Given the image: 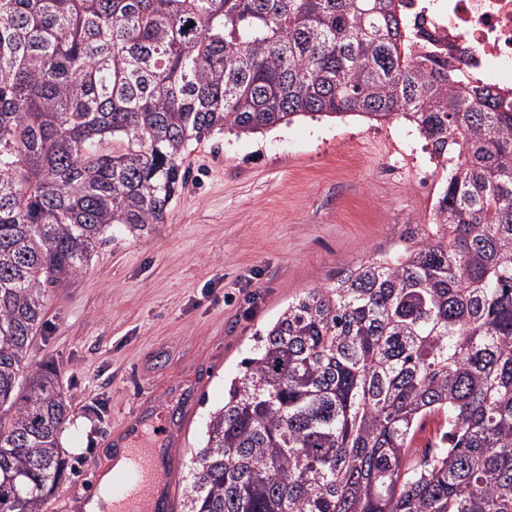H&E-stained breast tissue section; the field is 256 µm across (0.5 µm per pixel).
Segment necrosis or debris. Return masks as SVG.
Instances as JSON below:
<instances>
[{
    "mask_svg": "<svg viewBox=\"0 0 512 512\" xmlns=\"http://www.w3.org/2000/svg\"><path fill=\"white\" fill-rule=\"evenodd\" d=\"M408 25L429 46L462 51L465 72L512 102V0H411Z\"/></svg>",
    "mask_w": 512,
    "mask_h": 512,
    "instance_id": "obj_1",
    "label": "necrosis or debris"
}]
</instances>
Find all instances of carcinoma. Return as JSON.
I'll use <instances>...</instances> for the list:
<instances>
[{
  "mask_svg": "<svg viewBox=\"0 0 512 512\" xmlns=\"http://www.w3.org/2000/svg\"><path fill=\"white\" fill-rule=\"evenodd\" d=\"M407 6L0 0V512L68 467L69 403L27 364L46 289L165 223L192 143L309 114L413 124L447 172L432 223L254 336L184 512H512V106L416 52Z\"/></svg>",
  "mask_w": 512,
  "mask_h": 512,
  "instance_id": "1",
  "label": "carcinoma"
}]
</instances>
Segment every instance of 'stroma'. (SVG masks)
Listing matches in <instances>:
<instances>
[{
    "mask_svg": "<svg viewBox=\"0 0 512 512\" xmlns=\"http://www.w3.org/2000/svg\"><path fill=\"white\" fill-rule=\"evenodd\" d=\"M188 178L157 232L115 229L82 272L48 289L28 361L60 373L71 407L62 491L88 497L112 466L113 430L140 408L162 429L190 413L191 451L252 338L306 290L395 248L431 221L442 170L407 121L302 117L192 144Z\"/></svg>",
    "mask_w": 512,
    "mask_h": 512,
    "instance_id": "35a3bbf8",
    "label": "stroma"
}]
</instances>
